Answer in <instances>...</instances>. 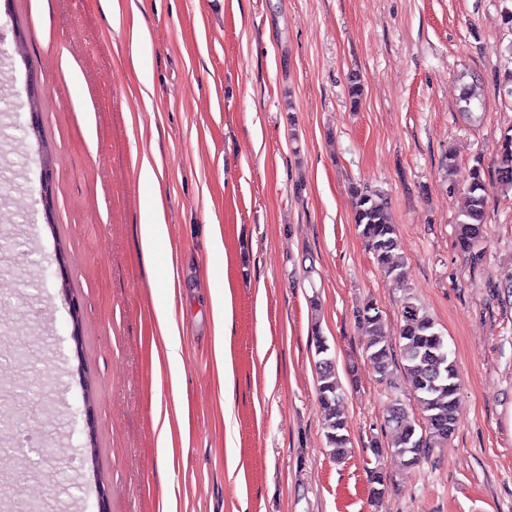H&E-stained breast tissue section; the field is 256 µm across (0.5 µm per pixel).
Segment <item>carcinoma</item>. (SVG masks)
I'll return each instance as SVG.
<instances>
[{
	"instance_id": "cac0c4a2",
	"label": "carcinoma",
	"mask_w": 512,
	"mask_h": 512,
	"mask_svg": "<svg viewBox=\"0 0 512 512\" xmlns=\"http://www.w3.org/2000/svg\"><path fill=\"white\" fill-rule=\"evenodd\" d=\"M512 192V128L504 131L497 143L494 181L486 179L482 168L471 172L466 188L467 206L458 223L457 243L461 252L477 264L483 260L486 201L492 189ZM353 220L367 248L384 274L397 287H406L407 271L392 262L397 246V226L390 220L385 193L365 182L349 187ZM399 336L391 340L385 332L383 315L377 304L365 302L356 312L358 327L368 337L367 352L381 380H388L393 360V342H398L402 370L410 393L420 406L426 429L420 432L400 399L388 408L386 425L394 437V454L402 465H419L432 448H442L455 430V408L459 393L458 371L451 358L445 336L435 320L417 304L410 294L403 296L400 309ZM315 362L318 401L322 406L325 437L333 457L341 461L348 453L350 438L347 421L340 414L343 397L336 374L335 357L327 340L315 336Z\"/></svg>"
}]
</instances>
